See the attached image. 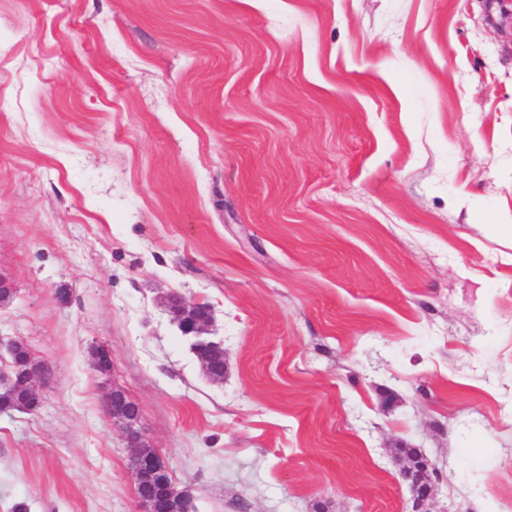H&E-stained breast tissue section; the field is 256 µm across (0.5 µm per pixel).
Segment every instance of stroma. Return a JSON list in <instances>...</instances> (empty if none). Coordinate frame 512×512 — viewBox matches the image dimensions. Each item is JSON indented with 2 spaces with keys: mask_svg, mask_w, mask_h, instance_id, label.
<instances>
[{
  "mask_svg": "<svg viewBox=\"0 0 512 512\" xmlns=\"http://www.w3.org/2000/svg\"><path fill=\"white\" fill-rule=\"evenodd\" d=\"M0 0V512H512V0ZM211 306L209 380L166 311ZM107 350L102 375L91 351ZM20 344V339L9 337L6 343V353L10 356L15 354L17 346ZM19 355H26L27 348L21 343L18 348ZM21 371L25 373L31 382L30 392L34 398V408L27 409L26 411L31 412L37 409L40 405V395L34 386V381L39 378H45L52 373L51 367L44 361L36 360L32 354L28 351V354L21 361ZM123 395L126 393L118 388L106 390L102 396V405L106 413L123 426L124 439L133 454L130 469L133 475L140 510L142 512H175L181 501V492L170 481V471L164 460L151 448L144 434L136 427L139 416L138 408L133 410L125 406ZM159 482L165 489L163 495L140 492L142 486ZM432 466V462L425 457L423 460V467L426 472L430 474L429 483H416L413 470H408L404 467L400 468L402 478L408 483L413 501L412 512H430L428 508L430 498L435 495L436 482L433 479L429 469Z\"/></svg>",
  "mask_w": 512,
  "mask_h": 512,
  "instance_id": "obj_1",
  "label": "stroma"
}]
</instances>
